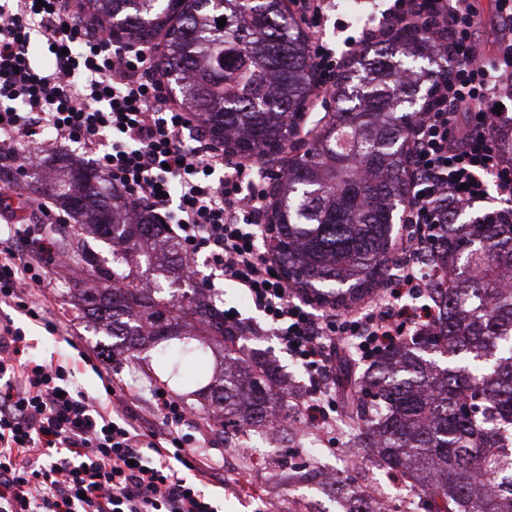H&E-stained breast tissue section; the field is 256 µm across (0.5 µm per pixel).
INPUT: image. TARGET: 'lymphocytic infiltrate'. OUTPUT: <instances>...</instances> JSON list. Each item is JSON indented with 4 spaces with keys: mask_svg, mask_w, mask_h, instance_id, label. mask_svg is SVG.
<instances>
[{
    "mask_svg": "<svg viewBox=\"0 0 512 512\" xmlns=\"http://www.w3.org/2000/svg\"><path fill=\"white\" fill-rule=\"evenodd\" d=\"M444 27L447 75L431 82L429 106L410 135V197L404 211L407 257L379 302L337 312L289 288L275 257L261 251L272 170L232 162L206 140L202 121L171 103L150 71L154 47L119 45L83 29L66 0H0V151L39 140L45 129L80 145L92 163L166 224L188 261L203 259L205 291L231 283L262 317L258 329L321 389L298 407L310 426L336 431V343L371 360L402 337L431 328L420 300L419 251L444 206L496 193L498 217L512 220V159L501 145L496 104L512 99V38L496 61L481 59L473 0H391L373 29L414 20ZM39 41L52 66L38 67ZM0 200V305L59 325L32 298L64 259L53 236L20 224ZM33 344L12 318L0 321V512H218L210 487L218 464L184 433L191 414L169 392L149 414L125 396L110 403L83 392L73 368L32 359Z\"/></svg>",
    "mask_w": 512,
    "mask_h": 512,
    "instance_id": "obj_1",
    "label": "lymphocytic infiltrate"
}]
</instances>
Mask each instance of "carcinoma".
Masks as SVG:
<instances>
[{"mask_svg": "<svg viewBox=\"0 0 512 512\" xmlns=\"http://www.w3.org/2000/svg\"><path fill=\"white\" fill-rule=\"evenodd\" d=\"M88 29L115 28L129 41L163 37L156 73L175 103L205 120L214 140L263 164L286 161L270 186L275 253L293 286L322 297L357 299L387 283L396 261V215L408 195L409 132L403 111L431 73L408 84L401 73L434 58L437 32L396 28L357 55L336 79L330 120L294 148L296 113L314 84L309 36L282 0H81ZM226 19L220 27L217 19ZM37 193L56 203L74 236L59 248L80 278L74 305L122 339L137 364L146 347L176 369L219 347L224 375L190 391L217 409L224 433L293 416L274 366L241 345L242 329L186 278L181 247L149 211L92 166L67 156L34 166ZM451 214L420 251L442 272L427 288L435 326L385 349L344 402L358 448H374L362 469L411 479L417 504L439 497V512H512V224L456 223ZM89 228L112 242V265L80 243ZM157 273L142 286L141 269Z\"/></svg>", "mask_w": 512, "mask_h": 512, "instance_id": "1", "label": "carcinoma"}]
</instances>
